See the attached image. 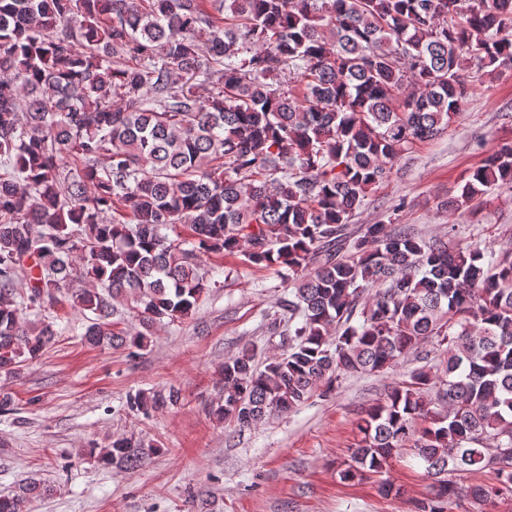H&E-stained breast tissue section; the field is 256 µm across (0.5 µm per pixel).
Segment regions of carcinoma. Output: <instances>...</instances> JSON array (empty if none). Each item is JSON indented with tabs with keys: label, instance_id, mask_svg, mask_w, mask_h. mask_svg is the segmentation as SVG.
<instances>
[{
	"label": "carcinoma",
	"instance_id": "obj_1",
	"mask_svg": "<svg viewBox=\"0 0 512 512\" xmlns=\"http://www.w3.org/2000/svg\"><path fill=\"white\" fill-rule=\"evenodd\" d=\"M511 63L512 0H0V373L51 342L53 323L23 312L64 290L91 313L87 344L140 350L221 287L203 257L240 254L287 268L290 326L264 369L247 347L224 361L218 420L248 429L344 376L426 360L429 344L436 367L364 411L339 479L381 474L411 445L434 479L418 512L512 496V249L391 223L348 232L413 145L460 115L462 70ZM511 183L503 143L445 208ZM178 225L191 237L171 238ZM116 303L136 335L112 330ZM180 401L171 387L126 406ZM147 451L130 436L106 455L133 466ZM485 469L495 484L457 482ZM50 492L26 480L0 512Z\"/></svg>",
	"mask_w": 512,
	"mask_h": 512
}]
</instances>
